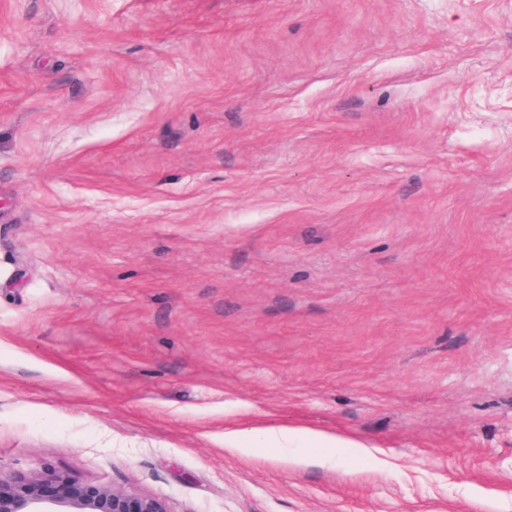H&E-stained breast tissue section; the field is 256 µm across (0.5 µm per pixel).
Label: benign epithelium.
I'll list each match as a JSON object with an SVG mask.
<instances>
[{
	"label": "benign epithelium",
	"instance_id": "obj_1",
	"mask_svg": "<svg viewBox=\"0 0 512 512\" xmlns=\"http://www.w3.org/2000/svg\"><path fill=\"white\" fill-rule=\"evenodd\" d=\"M169 512L156 497L78 485L62 472L0 477V512Z\"/></svg>",
	"mask_w": 512,
	"mask_h": 512
}]
</instances>
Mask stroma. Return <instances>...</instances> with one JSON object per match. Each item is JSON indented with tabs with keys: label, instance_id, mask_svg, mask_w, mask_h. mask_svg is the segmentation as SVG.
Here are the masks:
<instances>
[{
	"label": "stroma",
	"instance_id": "stroma-1",
	"mask_svg": "<svg viewBox=\"0 0 512 512\" xmlns=\"http://www.w3.org/2000/svg\"><path fill=\"white\" fill-rule=\"evenodd\" d=\"M39 470L512 512V0H0V475ZM305 436L321 448L357 447L358 442L353 438L326 432H313L301 427L283 425L279 427L251 426L246 429H226L224 431V447L230 451H240L245 443L262 440L271 444H286Z\"/></svg>",
	"mask_w": 512,
	"mask_h": 512
}]
</instances>
